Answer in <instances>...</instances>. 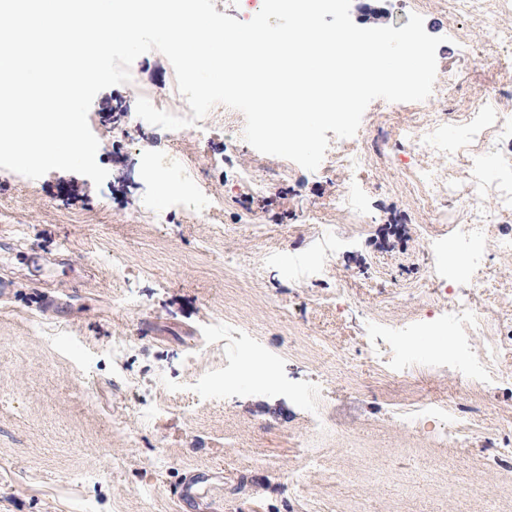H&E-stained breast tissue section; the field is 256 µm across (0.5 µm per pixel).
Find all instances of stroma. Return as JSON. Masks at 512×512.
Here are the masks:
<instances>
[{
  "instance_id": "stroma-1",
  "label": "stroma",
  "mask_w": 512,
  "mask_h": 512,
  "mask_svg": "<svg viewBox=\"0 0 512 512\" xmlns=\"http://www.w3.org/2000/svg\"><path fill=\"white\" fill-rule=\"evenodd\" d=\"M413 2L352 0L350 15L361 26L378 8L399 28L420 14L443 39L451 109L512 88V46L493 55L481 37L491 22L512 29V5ZM130 72L88 113L102 185L0 168V512H179L173 490L199 472L198 512H501L512 339L472 391L432 367L460 336L430 320L460 304L512 332V253L495 248L512 216L485 235L496 292L450 278L448 199L413 190L431 159L378 151L425 126L433 99L373 100L360 125L371 164L326 157L309 171L243 130L226 137L220 119L184 135L140 120L138 98L171 97L175 71L152 51ZM163 151L200 168L213 216L170 205L160 186L178 174L146 173ZM344 191L366 222L337 209ZM417 402L461 406L471 431L411 429L399 412ZM307 448L319 466L300 463Z\"/></svg>"
}]
</instances>
